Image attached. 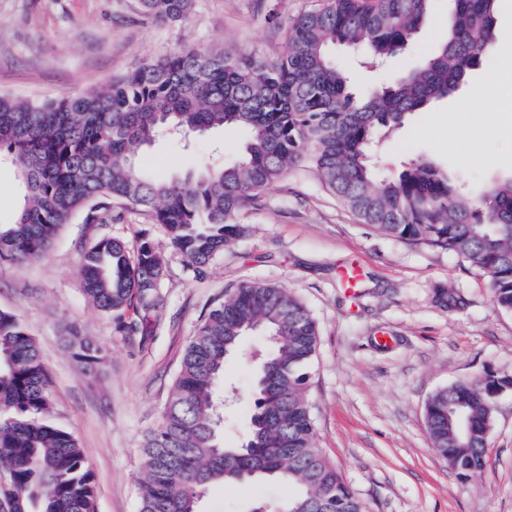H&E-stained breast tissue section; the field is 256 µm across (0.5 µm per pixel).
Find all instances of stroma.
I'll return each mask as SVG.
<instances>
[{
    "instance_id": "obj_1",
    "label": "stroma",
    "mask_w": 512,
    "mask_h": 512,
    "mask_svg": "<svg viewBox=\"0 0 512 512\" xmlns=\"http://www.w3.org/2000/svg\"><path fill=\"white\" fill-rule=\"evenodd\" d=\"M326 0H196L190 19L158 23L139 0H0V94L59 99L99 87L139 60L176 47L230 45L273 58L293 18ZM448 0H435L426 26L383 67L336 48L334 60L357 93L419 66L446 38ZM500 38L484 53L488 67L468 85L381 131L369 162L384 178L409 160L448 169L471 193L512 176V116L473 100L472 86L497 81L512 97V0H500ZM464 140L474 158L455 156ZM237 135L215 130L183 148L157 140L136 156L138 168L166 177L222 157L234 162ZM23 184L0 157V224L13 223ZM248 236L202 273L189 268L160 225L143 211L113 205L95 223L64 225L39 260L0 262V309L15 311L34 337L51 378V422L82 449L97 490V512H138L145 436L157 427L184 349L200 320L244 282L288 287L317 322L320 343L308 370L315 444L336 464L365 512H512V391L492 413L485 467L462 478L432 448L425 405L436 390L492 373L512 375V312L495 307L488 281L458 256L381 234L357 219L307 171L297 169L249 211ZM150 237L162 251L164 306L148 336H127L84 295L82 251L103 237L137 245ZM357 269L347 286L344 273ZM459 299L448 310L437 289ZM76 325L104 351L97 373L83 374L63 341ZM260 334L241 339L224 361L233 397L219 404L225 447L244 438L252 413ZM278 483L208 487L199 512H258L279 500Z\"/></svg>"
}]
</instances>
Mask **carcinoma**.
I'll list each match as a JSON object with an SVG mask.
<instances>
[{
    "instance_id": "carcinoma-1",
    "label": "carcinoma",
    "mask_w": 512,
    "mask_h": 512,
    "mask_svg": "<svg viewBox=\"0 0 512 512\" xmlns=\"http://www.w3.org/2000/svg\"><path fill=\"white\" fill-rule=\"evenodd\" d=\"M434 0H327L288 23L276 59L232 48L184 45L135 64L99 89L33 102L0 95V152L26 187L14 223L0 225V261L44 257L61 227L117 201L151 213L173 248L198 269L246 237L248 211L298 167L315 175L362 224L455 254L487 277L494 305L512 312V177L475 196L426 161L378 180L367 162L374 133L401 125L466 84L498 40L499 0H451L448 35L418 69L363 95L329 55L338 43L371 63L405 49ZM145 17L183 22L195 0H141ZM184 139L219 129L243 135L231 165L212 163L167 178L146 175L134 156L162 131ZM83 291L128 336L146 331L162 306L165 260L147 237L136 251L104 237L81 256ZM139 308V320L124 311ZM261 330L270 347L255 383L251 426L236 448L219 442L213 396L225 358ZM319 329L286 286L245 283L224 294L186 346L158 427L144 439L139 512H198L216 481L271 479L284 495L263 512H365L334 463L315 446L306 379ZM84 371L102 350L76 327L66 339ZM488 374L433 393L426 430L462 477L483 468L495 393ZM49 378L19 315L0 309V499L13 512H96L95 483L75 438L49 422Z\"/></svg>"
}]
</instances>
